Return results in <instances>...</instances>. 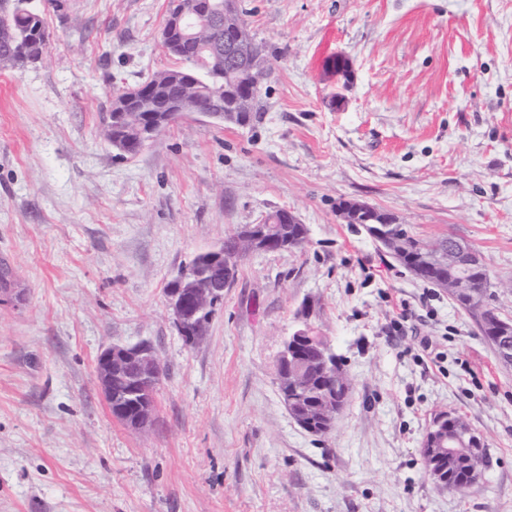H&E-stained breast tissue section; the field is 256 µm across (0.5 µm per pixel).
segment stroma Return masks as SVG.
<instances>
[{"mask_svg": "<svg viewBox=\"0 0 512 512\" xmlns=\"http://www.w3.org/2000/svg\"><path fill=\"white\" fill-rule=\"evenodd\" d=\"M240 8L274 67L258 112L243 127L184 116L134 156L104 135L112 93L175 66L169 0H63L44 14L42 59L0 67V259L22 294L0 303V512H512V366L446 290L337 213L362 201L418 238L472 245L512 319V0ZM276 209L307 243L244 256L186 345L167 283ZM305 324L352 381L325 436L278 387ZM141 341L164 376L135 432L103 400L96 360ZM442 412L485 443L465 493L423 464Z\"/></svg>", "mask_w": 512, "mask_h": 512, "instance_id": "35a3bbf8", "label": "stroma"}]
</instances>
